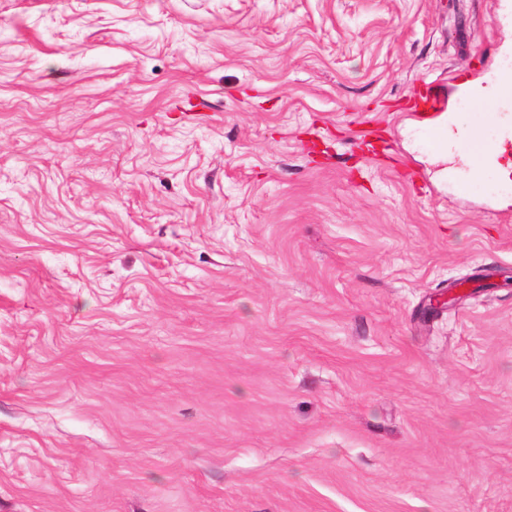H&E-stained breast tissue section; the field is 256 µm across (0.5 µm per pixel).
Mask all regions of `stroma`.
Instances as JSON below:
<instances>
[{
    "instance_id": "1",
    "label": "stroma",
    "mask_w": 512,
    "mask_h": 512,
    "mask_svg": "<svg viewBox=\"0 0 512 512\" xmlns=\"http://www.w3.org/2000/svg\"><path fill=\"white\" fill-rule=\"evenodd\" d=\"M507 64L497 0H0V512H512V133L416 108ZM442 91L437 85H428L422 99L420 111L424 122L425 133L431 143H439L444 138L441 126L435 120L434 113L442 110Z\"/></svg>"
}]
</instances>
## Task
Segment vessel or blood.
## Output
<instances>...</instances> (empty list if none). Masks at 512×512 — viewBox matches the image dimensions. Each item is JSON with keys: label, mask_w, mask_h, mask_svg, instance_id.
<instances>
[{"label": "vessel or blood", "mask_w": 512, "mask_h": 512, "mask_svg": "<svg viewBox=\"0 0 512 512\" xmlns=\"http://www.w3.org/2000/svg\"><path fill=\"white\" fill-rule=\"evenodd\" d=\"M443 103L442 91L438 86L430 85L425 89L420 110L424 122V130L430 142H440L444 133L435 120L436 112L441 111ZM487 110L483 115L474 117L461 136L469 145L480 148L481 155L477 163L468 173L469 179L480 177L484 168L491 166L493 155L487 150L488 130L502 120L503 113L512 111V72L502 71L486 97Z\"/></svg>", "instance_id": "1"}]
</instances>
